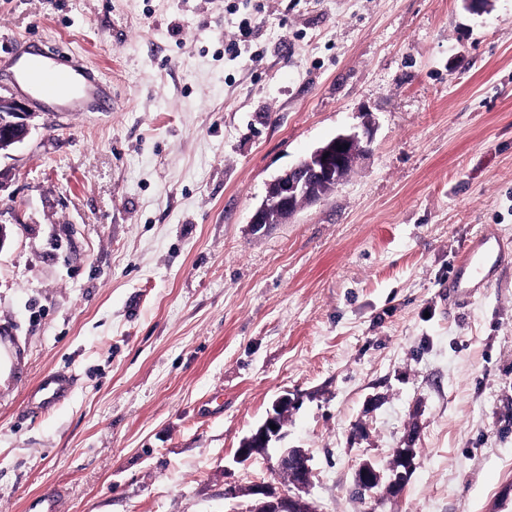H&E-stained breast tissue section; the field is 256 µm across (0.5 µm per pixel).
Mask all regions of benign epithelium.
I'll use <instances>...</instances> for the list:
<instances>
[{"label":"benign epithelium","instance_id":"benign-epithelium-1","mask_svg":"<svg viewBox=\"0 0 512 512\" xmlns=\"http://www.w3.org/2000/svg\"><path fill=\"white\" fill-rule=\"evenodd\" d=\"M38 116L28 99L0 94V157L25 141ZM373 133L374 124L368 119L361 130L334 136L275 177L249 220L253 231H260L268 225L266 215L271 211L277 212L280 221L286 224L297 214L300 206L325 199L328 191L342 184L346 169L370 151ZM290 404L291 399L286 395L275 401L263 424L240 443L236 451L237 461L245 462L265 453L271 442L283 437L279 415L287 413ZM272 424L276 429L270 428ZM396 453L404 469L393 470L387 487L392 496L399 497L415 470L416 449L398 448ZM281 471L290 474L288 486L263 482L245 489L244 495L250 497L245 512H318L315 505L303 496L312 474L307 453L300 448L285 449L277 461L276 472ZM357 478L361 484L372 487L382 482L383 474L365 462L360 465Z\"/></svg>","mask_w":512,"mask_h":512}]
</instances>
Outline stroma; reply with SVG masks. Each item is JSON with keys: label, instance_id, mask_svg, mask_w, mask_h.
Here are the masks:
<instances>
[{"label": "stroma", "instance_id": "obj_1", "mask_svg": "<svg viewBox=\"0 0 512 512\" xmlns=\"http://www.w3.org/2000/svg\"><path fill=\"white\" fill-rule=\"evenodd\" d=\"M262 5L236 55L224 43ZM63 45L108 112H42L0 158V512H245L310 457L319 512H512V0H0V60ZM374 122L320 203L253 231L267 184ZM55 370L76 375L40 417ZM289 396L278 447L241 441ZM400 497L355 495L363 462ZM74 376L67 371L50 372L43 376L28 403V414L38 416L65 400L73 390ZM395 452L398 453V460L405 468L400 471L395 468L386 487L390 489L392 497H399L415 470L416 449L408 446V448H397Z\"/></svg>", "mask_w": 512, "mask_h": 512}]
</instances>
